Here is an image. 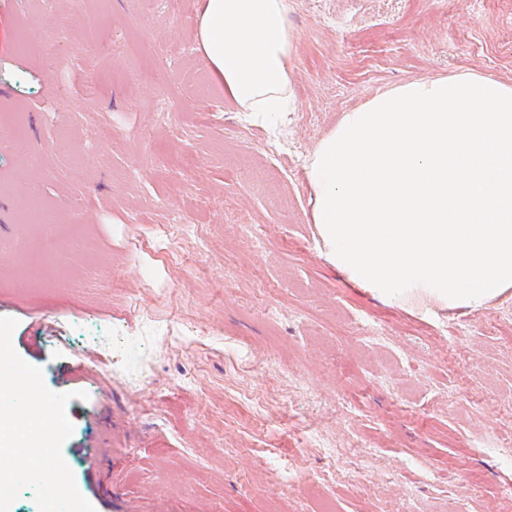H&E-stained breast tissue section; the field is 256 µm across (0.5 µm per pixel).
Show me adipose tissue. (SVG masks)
<instances>
[{
  "instance_id": "adipose-tissue-1",
  "label": "adipose tissue",
  "mask_w": 512,
  "mask_h": 512,
  "mask_svg": "<svg viewBox=\"0 0 512 512\" xmlns=\"http://www.w3.org/2000/svg\"><path fill=\"white\" fill-rule=\"evenodd\" d=\"M292 0H200L196 49L237 111L296 107ZM326 260L384 303L475 311L512 295V83L464 72L345 112L306 161Z\"/></svg>"
}]
</instances>
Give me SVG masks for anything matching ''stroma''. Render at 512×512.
Instances as JSON below:
<instances>
[{
  "mask_svg": "<svg viewBox=\"0 0 512 512\" xmlns=\"http://www.w3.org/2000/svg\"><path fill=\"white\" fill-rule=\"evenodd\" d=\"M294 3L297 108L265 126L211 80L199 0H0L13 346L73 394L95 512H512V297L381 302L321 254L305 176L385 88L512 82V0Z\"/></svg>",
  "mask_w": 512,
  "mask_h": 512,
  "instance_id": "stroma-1",
  "label": "stroma"
}]
</instances>
